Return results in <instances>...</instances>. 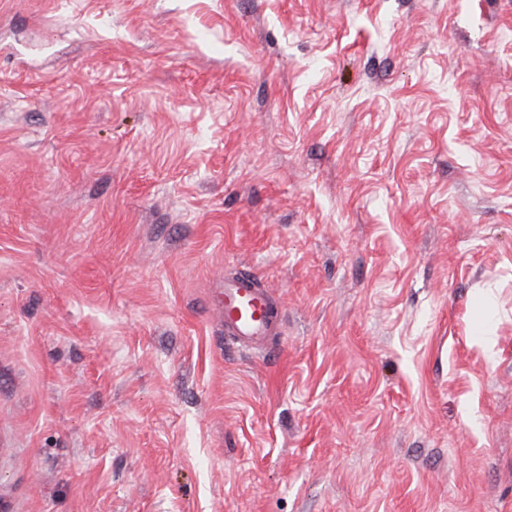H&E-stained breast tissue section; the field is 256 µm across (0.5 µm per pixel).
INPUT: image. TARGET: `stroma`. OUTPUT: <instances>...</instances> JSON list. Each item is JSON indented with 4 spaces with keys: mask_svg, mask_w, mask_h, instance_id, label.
<instances>
[{
    "mask_svg": "<svg viewBox=\"0 0 512 512\" xmlns=\"http://www.w3.org/2000/svg\"><path fill=\"white\" fill-rule=\"evenodd\" d=\"M0 512H512V0H0ZM213 305L224 325V335L236 343L263 344L275 328L272 297L250 275L224 278V288L217 290Z\"/></svg>",
    "mask_w": 512,
    "mask_h": 512,
    "instance_id": "stroma-1",
    "label": "stroma"
}]
</instances>
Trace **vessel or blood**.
Segmentation results:
<instances>
[{
    "label": "vessel or blood",
    "instance_id": "obj_1",
    "mask_svg": "<svg viewBox=\"0 0 512 512\" xmlns=\"http://www.w3.org/2000/svg\"><path fill=\"white\" fill-rule=\"evenodd\" d=\"M224 333L240 344H263L276 325L273 301L254 277L237 275L225 279L213 297Z\"/></svg>",
    "mask_w": 512,
    "mask_h": 512
}]
</instances>
